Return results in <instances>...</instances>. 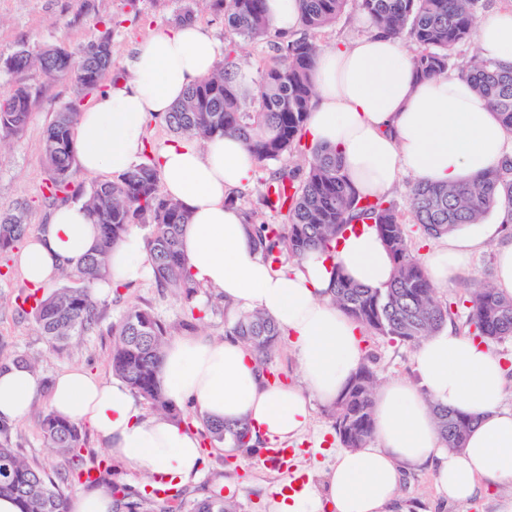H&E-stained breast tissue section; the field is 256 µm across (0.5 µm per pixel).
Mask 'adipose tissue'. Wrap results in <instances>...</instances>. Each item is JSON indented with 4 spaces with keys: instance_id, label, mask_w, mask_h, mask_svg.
<instances>
[{
    "instance_id": "ef3b65f1",
    "label": "adipose tissue",
    "mask_w": 512,
    "mask_h": 512,
    "mask_svg": "<svg viewBox=\"0 0 512 512\" xmlns=\"http://www.w3.org/2000/svg\"><path fill=\"white\" fill-rule=\"evenodd\" d=\"M478 45L484 57L512 63V8L482 17ZM219 47L198 24L173 25L137 49L130 76L94 97L74 130L77 158L89 173H122L142 152L147 121L182 99L208 75ZM316 90L306 131L331 146L357 194H386L401 175L452 184L486 174L512 155L507 132L487 101L458 74L424 78L393 38L373 34L323 52L311 75ZM155 161L168 195L191 214L183 249L193 278L224 296L228 314L259 310L275 319L296 355L301 386L267 383L234 336H187L169 342L161 366L164 391L175 404L193 403L216 419L249 420L252 439L285 441L301 433L311 403L334 405L362 363L360 329L331 298L334 268L357 282L379 286L392 273L389 255L370 222L350 224L334 256L315 250L300 264L276 266L253 246L243 213L228 202L247 188L256 162L242 142L216 138L205 146L178 138ZM98 228L80 203L58 206L29 236L17 261L30 286H52L62 268L76 266L94 247ZM496 244L495 285L512 294V240L501 224L460 228L428 252L424 263L435 285L466 272L474 252ZM152 268L138 234L112 251L107 281L96 291L144 280ZM419 385L392 380L374 394V442L345 449L328 470L276 496L272 512H398L406 471L437 472L444 498L463 501L481 482H512V408L505 406L507 369L484 344L453 326L424 340L414 355ZM42 387L38 372L0 371V420L29 411ZM476 417L464 448H446L432 404ZM52 410L89 425L113 457L151 477L185 484L199 474L204 451L185 425L143 414L121 380L103 382L72 368L50 386Z\"/></svg>"
}]
</instances>
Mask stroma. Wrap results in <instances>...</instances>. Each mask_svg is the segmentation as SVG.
<instances>
[{"label":"stroma","instance_id":"stroma-1","mask_svg":"<svg viewBox=\"0 0 512 512\" xmlns=\"http://www.w3.org/2000/svg\"><path fill=\"white\" fill-rule=\"evenodd\" d=\"M181 6V0H138L134 7L128 0H0V55H9L20 43L33 48L52 44L74 49L95 41L103 21L110 20L114 23L112 72L124 79L136 49L154 34L172 26ZM373 32L368 17L355 0H349L336 23L318 32L316 39L329 48L336 42ZM20 84L30 89L33 105L23 134L0 143V206L25 203L28 222L36 231L46 223L54 207L45 188V130L56 112L71 99L73 85L65 79H48L35 68L19 75L0 70V95L9 94ZM494 278L495 255L493 247L489 246L474 253L466 276L441 287L439 293L443 299L455 301L467 295L473 280ZM28 289L16 262L0 260V352L36 360L46 385L58 373L73 367L84 368L105 380L111 379L110 329L127 306L151 309L165 322L172 340L198 334L220 338L231 323L221 295L205 288L200 290L195 303L205 310L206 316L194 324L183 304L173 297L160 295L153 279L148 278L121 288L119 296L106 297L96 332L54 349L33 320L15 310L16 297ZM360 347L364 359L370 360L378 382L394 377L416 381L413 346L368 334ZM47 408L48 396L40 394L29 414L10 424L8 440L28 461L62 470L67 466L66 461L50 453L40 434V420ZM287 445L298 451L292 470L287 472L263 463L261 453L251 452L244 461L231 463L224 445H206L198 481L186 485L185 501H172V512H189L187 501L214 491L233 499L239 512H271V502L278 490L287 488L295 478L306 477L309 470L334 463L340 443L330 407L315 405L306 431L288 440ZM436 480L435 472L425 467L406 473L401 496L408 512H499L502 498L512 494V485L489 481L479 497L446 505L437 491Z\"/></svg>","mask_w":512,"mask_h":512}]
</instances>
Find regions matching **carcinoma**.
<instances>
[{
    "mask_svg": "<svg viewBox=\"0 0 512 512\" xmlns=\"http://www.w3.org/2000/svg\"><path fill=\"white\" fill-rule=\"evenodd\" d=\"M224 17L232 39L215 72L200 79L186 96L160 120L181 138L203 145L214 137L234 136L256 161L259 204L284 217L280 224L257 220V212H244L252 241L263 257L280 261L282 254L299 260L311 250L332 253V243L355 221L374 224L393 264L391 278L379 287H366L334 272L332 294L336 306L353 319L362 333H372L412 346L454 321V303L444 301L426 269L408 245L407 224L417 226L426 239L439 238L464 224L482 223L497 208L501 223L512 224V157H505L489 175L455 184H414L402 209L387 195L360 197L348 184L335 149L308 146L305 124L314 98L310 74L323 47L314 34L336 21L348 0H299L298 37L273 31L266 0H204ZM479 0H358L376 32L394 39L409 36L416 49L413 67L423 78L457 72L484 96L491 110L512 132V64L472 55L466 61L454 51L475 32ZM99 38L77 50L46 46L37 51L19 44L0 66L9 72L40 69L49 78H68L74 97L56 114L44 136L49 198L82 201L100 235L94 248L74 268L60 274L62 283L42 294L33 290L16 297L17 311L30 315L54 348L97 330L102 301L93 286L108 276L109 256L132 227L144 225V237L158 292L171 295L204 319L193 301L199 285L192 279L181 235L189 214L175 198L160 192L155 156L133 164L116 179L97 182L87 190L72 189L76 163L74 127L83 99L105 91L112 71V23H103ZM267 39L269 61L249 76L238 62L234 38ZM31 112V95L24 86L0 97V140L23 133ZM307 157L300 165L271 164L286 155ZM25 204L0 207V253L8 254L29 233ZM467 335L474 341L512 338V297L499 289L478 284L462 301ZM253 356L264 378L275 376L274 356L282 332L275 320L261 312L240 314L229 327ZM167 336L165 323L151 310L126 307L112 325V375L128 385L150 409L178 423L180 408L167 399L159 376ZM374 371L366 364L350 382L332 409L334 427L345 448H364L373 440ZM441 439L448 448L464 447L475 418L433 406ZM204 437L238 450L252 448L251 426L246 421L226 423L203 417ZM40 431L49 448L69 467L63 472L26 461L8 442H0V496L14 499L19 512H68L64 486L85 481H106L110 466L100 460L99 477L89 478L82 424L49 410ZM113 512H168L167 497L146 492L136 495L127 487L108 483ZM191 512H239L237 504L219 492L193 501Z\"/></svg>",
    "mask_w": 512,
    "mask_h": 512,
    "instance_id": "cac0c4a2",
    "label": "carcinoma"
}]
</instances>
